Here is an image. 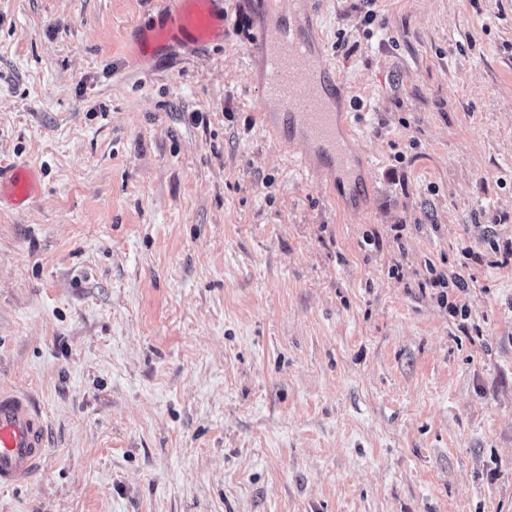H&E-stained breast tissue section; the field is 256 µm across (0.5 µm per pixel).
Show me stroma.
I'll list each match as a JSON object with an SVG mask.
<instances>
[{"label":"stroma","instance_id":"stroma-1","mask_svg":"<svg viewBox=\"0 0 512 512\" xmlns=\"http://www.w3.org/2000/svg\"><path fill=\"white\" fill-rule=\"evenodd\" d=\"M223 2L136 59L157 0H0V385L47 421L0 512H512V0H315L331 186ZM36 171L28 166L14 165L0 168V206L5 201L12 206H21L37 192Z\"/></svg>","mask_w":512,"mask_h":512}]
</instances>
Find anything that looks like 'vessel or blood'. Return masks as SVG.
<instances>
[{
  "mask_svg": "<svg viewBox=\"0 0 512 512\" xmlns=\"http://www.w3.org/2000/svg\"><path fill=\"white\" fill-rule=\"evenodd\" d=\"M221 0H165L158 23L136 37L153 55L166 54L171 44L201 46L220 34ZM266 31L257 38L254 52L268 74V95L286 119L298 123L309 142L323 145L338 162H346L350 147L337 134L340 112L323 98L325 85L321 53L301 35L283 30L277 0H266ZM38 188L31 167L0 168V205H23ZM46 421L23 393L0 387V488L29 480L41 467L46 448Z\"/></svg>",
  "mask_w": 512,
  "mask_h": 512,
  "instance_id": "obj_1",
  "label": "vessel or blood"
}]
</instances>
